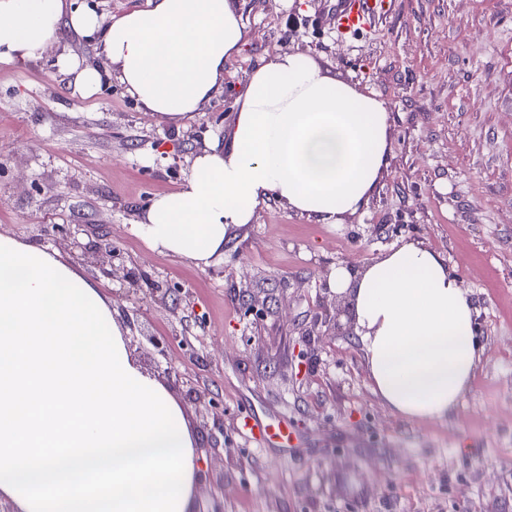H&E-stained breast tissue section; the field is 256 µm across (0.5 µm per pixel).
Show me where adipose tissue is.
<instances>
[{
	"mask_svg": "<svg viewBox=\"0 0 512 512\" xmlns=\"http://www.w3.org/2000/svg\"><path fill=\"white\" fill-rule=\"evenodd\" d=\"M96 59L58 55L83 93L116 75L141 109L178 121L221 89L247 31L235 0H150L104 17L80 0H0V62L39 63L61 27ZM386 102L302 52L272 53L236 101L229 149L199 154L138 230L202 267L269 198L323 224L357 213L388 165ZM348 294L372 389L401 417L441 420L469 390L484 347L444 259L408 241L328 282ZM179 402L129 351L96 281L57 253L0 235V497L16 512H190L196 476Z\"/></svg>",
	"mask_w": 512,
	"mask_h": 512,
	"instance_id": "obj_1",
	"label": "adipose tissue"
}]
</instances>
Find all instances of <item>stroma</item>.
I'll use <instances>...</instances> for the list:
<instances>
[{"instance_id":"obj_1","label":"stroma","mask_w":512,"mask_h":512,"mask_svg":"<svg viewBox=\"0 0 512 512\" xmlns=\"http://www.w3.org/2000/svg\"><path fill=\"white\" fill-rule=\"evenodd\" d=\"M237 5L243 51L177 123L141 112L118 80L84 97L48 65L1 63L0 234L98 281L146 372L159 361L149 337H172L166 385L199 442L195 512H512V0H388L354 33L338 32L336 0ZM277 51L388 103L374 194L335 225L269 199L207 268L152 250L140 213L225 141L250 72ZM102 239L122 254L109 277L71 246ZM408 240L469 291L485 347L440 421L405 420L373 392L354 310L325 287L337 265ZM196 389L221 400L223 420L196 408ZM249 414L288 420L300 446L263 447Z\"/></svg>"}]
</instances>
